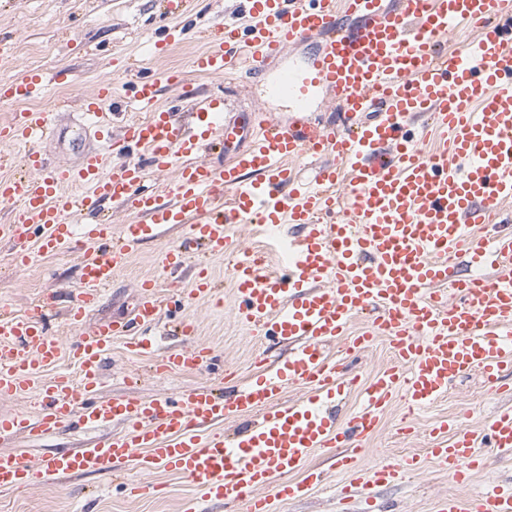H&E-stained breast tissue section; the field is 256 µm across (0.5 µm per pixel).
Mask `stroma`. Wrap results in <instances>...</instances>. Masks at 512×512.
Returning <instances> with one entry per match:
<instances>
[{
  "label": "stroma",
  "instance_id": "stroma-1",
  "mask_svg": "<svg viewBox=\"0 0 512 512\" xmlns=\"http://www.w3.org/2000/svg\"><path fill=\"white\" fill-rule=\"evenodd\" d=\"M193 28L180 43L164 55L155 56L151 43L155 31L173 24L165 12V0H0V41L9 42V57L0 58V81H19L28 73L50 74L66 71L65 84L50 87L44 96L21 101L20 105L0 104V122L8 119L14 108H34L50 113L57 135L38 145L45 166L76 164L94 143L83 128V118L75 105L80 95L93 91L104 78H111L116 96H124L126 76L120 60L131 59L141 70L160 74L172 71L182 75L196 95H223L233 114L249 117L263 111L266 117L285 124L293 113L286 104L269 99L264 91L265 75L242 69L232 78H215L194 72L190 59L207 47L202 34L240 21L239 0H191ZM184 225L163 229L160 234L130 252L118 270L109 293L85 317V325L117 319L126 314L136 298V286L145 279H155L162 297L190 288L193 269L185 267L174 276L161 268L164 253L175 246L184 233ZM83 251L69 245L45 254L35 264L20 265L13 245L0 239V309L20 314L34 311L36 301L49 292L75 288ZM235 256L213 259L211 274L224 297L223 307L212 300L198 298L185 308H163L157 330L161 349H179L197 341L213 350V359L200 370L167 373L158 370L157 353L132 354L123 338L112 340V351L103 367L100 394L105 398L156 394L175 395L201 386H220L226 370L247 378L255 369L258 356L269 359L285 356L286 347L272 346L261 337L243 329L234 318L232 267ZM192 317L193 337L179 335L174 324L182 316ZM499 396L490 392L478 377L456 380L448 396L425 410L416 412L413 421L418 435L405 439L398 433L405 417V403L394 397L361 460L362 469L376 463L408 455L426 458L430 440L428 430L434 420L454 418L469 427L486 425L501 405ZM114 423L94 430L72 429L42 440L16 436L0 439V452L24 451L29 462L42 463L58 448H82L113 434L121 433ZM310 465L324 473L322 485L307 497L277 501L274 512H358L359 502L341 503L336 468L327 451L314 453ZM126 481L154 486L149 495H127L122 486L108 476L74 475L45 486L19 492L0 491V512H78L90 504L91 512H180L184 498L201 499L204 512H225L223 507L205 501L197 484L164 469L139 471L128 467ZM512 486V463L490 461L469 483H458L434 463L408 475L401 482L378 488L377 512H435L437 495H468L485 485Z\"/></svg>",
  "mask_w": 512,
  "mask_h": 512
}]
</instances>
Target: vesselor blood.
Wrapping results in <instances>:
<instances>
[{
	"label": "vessel or blood",
	"mask_w": 512,
	"mask_h": 512,
	"mask_svg": "<svg viewBox=\"0 0 512 512\" xmlns=\"http://www.w3.org/2000/svg\"><path fill=\"white\" fill-rule=\"evenodd\" d=\"M243 0L246 25L225 30L195 56L197 73L220 77L238 58L264 73L267 62L291 45L315 49L299 67L278 72L265 86L287 100L295 119L267 120L248 136L229 117L223 98L186 96L182 108L155 110L160 83L178 88L180 74L145 79L131 71L132 99L149 116L128 120L113 139L117 106L112 83L102 80L79 101L97 147L79 163L45 169L37 151L22 162L27 177L0 179V201L18 204L0 225L22 265L82 237L88 248L74 292L51 295L42 306L64 305L81 333L72 346L79 381L49 375L62 351L39 317L0 311V398L36 389V417H0V438L43 437L72 428L123 423L124 433L92 446L60 449L34 466L21 452L0 453V489L23 490L70 473L101 474L131 463L196 482L226 512H271L273 501L307 496L323 472L308 467L320 448L334 449L343 475L342 499H359L360 512H376L373 490L419 471V457L382 461L362 471L359 461L395 393L409 411L430 407L458 377L475 374L489 390L512 393V233H499L503 200H512V0ZM478 25L476 42L442 52L447 35ZM47 79L35 74L0 82V101L40 94ZM338 112L335 122L304 119L318 96ZM440 129L445 150L426 157L405 127L415 116ZM48 113L26 109L0 123L1 144H27L52 133ZM223 143L228 159L205 155ZM146 155V163L112 160L113 145ZM321 160L314 185L298 181L291 160ZM172 173L170 200L145 186L148 171ZM121 204L136 215L120 240L101 214ZM258 223L278 256L275 268L252 259L232 268L239 325L286 345L288 355L246 380L226 373L225 390L198 387L177 396L99 399L107 353L116 336L142 353L152 338L132 325L155 324L163 299L154 280L138 285L128 321L83 328L87 310L112 285L133 247L168 225L187 230L164 255L176 269L196 250L188 299L215 296L209 261L235 251L232 227ZM293 225L297 237L282 236ZM466 249L472 276H458L454 261ZM367 323L352 333L357 316ZM391 362L368 380L330 357L342 343L355 355L377 340ZM210 349L194 343L161 359V370L202 368ZM294 385L306 393L281 401ZM362 392L345 418L336 398ZM239 422L232 436L213 425ZM430 455L459 483L490 459H512V406L482 429L437 420ZM437 512H512V488L484 487L473 496L437 498Z\"/></svg>",
	"instance_id": "vessel-or-blood-1"
}]
</instances>
